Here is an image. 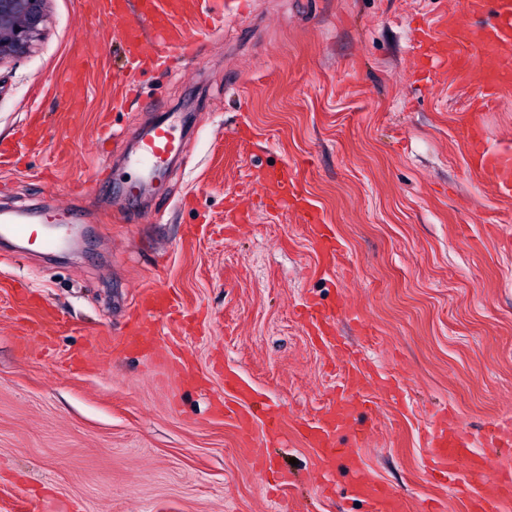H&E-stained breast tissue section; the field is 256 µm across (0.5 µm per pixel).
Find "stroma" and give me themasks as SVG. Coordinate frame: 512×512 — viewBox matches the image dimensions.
<instances>
[{"instance_id": "obj_1", "label": "stroma", "mask_w": 512, "mask_h": 512, "mask_svg": "<svg viewBox=\"0 0 512 512\" xmlns=\"http://www.w3.org/2000/svg\"><path fill=\"white\" fill-rule=\"evenodd\" d=\"M85 7L50 0L40 41L0 67V139L33 107L46 127L42 150L0 167V208L83 218L55 258L0 250V512H293L302 498L308 512H372L344 457L317 494L318 462L298 434L355 367L372 437L357 448L347 429L339 446L399 492L403 512L432 500L470 512L432 477L426 436L446 421L472 458L512 470V198L476 172L459 124L478 89L423 69L437 47L418 46L416 31L451 11L465 27L478 19L460 0H199L178 17L196 57L165 49L163 66L131 70L116 44L72 85L71 45L98 48L80 26ZM117 70L137 96L114 110ZM162 112L191 134L147 201L127 208V137ZM482 115L484 147H512V99ZM105 116L121 139L100 138ZM105 166L112 179L94 184ZM272 166L330 226L341 266L323 265L299 214L265 197ZM150 287L178 293L189 313L185 326L155 324L162 359L91 348L121 341ZM309 302L334 311L337 349L305 323ZM180 358L207 389L179 382ZM228 370L293 428L272 450L296 481L288 493L251 465L260 428L214 413Z\"/></svg>"}]
</instances>
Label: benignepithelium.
<instances>
[{
	"mask_svg": "<svg viewBox=\"0 0 512 512\" xmlns=\"http://www.w3.org/2000/svg\"><path fill=\"white\" fill-rule=\"evenodd\" d=\"M50 0H0V66L26 55L42 35Z\"/></svg>",
	"mask_w": 512,
	"mask_h": 512,
	"instance_id": "benign-epithelium-1",
	"label": "benign epithelium"
}]
</instances>
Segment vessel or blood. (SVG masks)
I'll list each match as a JSON object with an SVG mask.
<instances>
[{"label":"vessel or blood","mask_w":512,"mask_h":512,"mask_svg":"<svg viewBox=\"0 0 512 512\" xmlns=\"http://www.w3.org/2000/svg\"><path fill=\"white\" fill-rule=\"evenodd\" d=\"M195 0H89L88 9L81 23L95 29L103 24L118 28L124 58L130 68H137L144 61L142 44L151 40L157 45L185 54L194 53L196 44L190 34L176 21L178 12L195 8ZM462 9L469 15H491L489 25L463 30L454 15H445L438 29L420 28L417 40L421 43L436 42L440 46L439 62L453 79L474 82L480 87L484 98L497 100L512 95V0H463ZM491 58V71H482L481 58ZM45 138L39 114H32L17 138L0 141V163L13 161L21 147H35ZM178 150L173 126L159 124L151 127L142 137L138 150L126 156L127 166L154 173L167 163ZM473 151L479 166L496 182L501 195L512 197V155L490 154L481 145ZM265 190L274 206L292 209L301 213L307 222H314L315 215L307 199L299 196L293 184L282 172H272L265 177ZM0 238L25 245L39 242L45 251H53L60 240L52 234L37 235L19 214L0 215ZM177 309L174 295L164 288H149L141 296L137 320L127 328L123 347L128 351H150L155 345L154 337L142 331L144 321L168 319ZM224 386L231 392V403L225 404L226 418L237 421L244 428L253 421L252 384L237 375L224 378ZM351 393H341L336 406L310 425L306 441L316 448L319 463L331 468L337 458L344 456L338 448L336 435L351 425L355 413ZM469 451L464 437L448 438L443 427H434L428 442V456L435 468L443 475H450L457 461ZM470 486L478 489L492 486L503 490L512 489V476L505 474L489 458H480L470 469ZM357 492L365 501L376 504V512H401L400 495L397 490L359 480Z\"/></svg>","instance_id":"1"}]
</instances>
